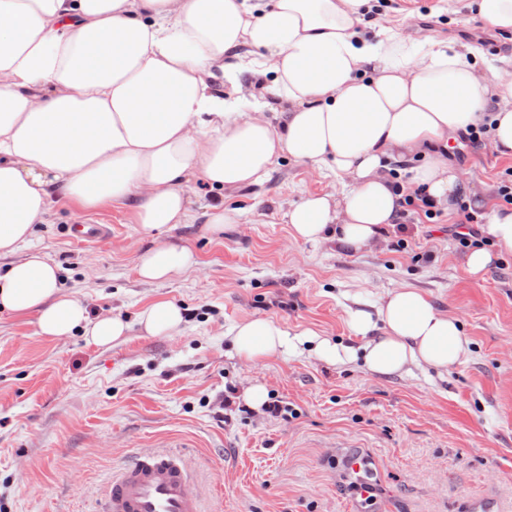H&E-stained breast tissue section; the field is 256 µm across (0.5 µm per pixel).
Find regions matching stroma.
<instances>
[{
    "mask_svg": "<svg viewBox=\"0 0 512 512\" xmlns=\"http://www.w3.org/2000/svg\"><path fill=\"white\" fill-rule=\"evenodd\" d=\"M396 2L379 21L405 34H481L467 9L438 15V0ZM454 166L492 198L512 159L486 146ZM331 184L282 159L262 186L225 192V206L243 219L218 236L203 215L211 194L199 186L195 222L177 225L169 240L200 265L165 283L136 273L152 239L128 208L62 206L36 225L35 247L90 315L133 322L168 300L185 322L174 336L134 328L124 343L99 347L80 335H37L34 316L0 312V512H92L113 469L144 448L187 461L204 512H470L484 496L512 512V255L474 283L448 230L454 209L436 224L401 219L358 251L294 240L288 207ZM87 218L108 225V236L73 240L68 226ZM403 286L458 319L471 341L466 361L443 374L380 376L358 361L287 349L253 364L227 335L267 317L355 348L362 339L349 312ZM255 384L291 415L247 405L242 395ZM347 448L367 457L376 503L356 498L338 471Z\"/></svg>",
    "mask_w": 512,
    "mask_h": 512,
    "instance_id": "stroma-1",
    "label": "stroma"
}]
</instances>
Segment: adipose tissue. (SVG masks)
<instances>
[{
  "label": "adipose tissue",
  "instance_id": "ef3b65f1",
  "mask_svg": "<svg viewBox=\"0 0 512 512\" xmlns=\"http://www.w3.org/2000/svg\"><path fill=\"white\" fill-rule=\"evenodd\" d=\"M379 8L378 0H0V257L11 259L0 309L35 315L48 338L78 330L97 345L120 343L132 325L90 317L62 294L59 267L28 250L35 225L67 203L131 208L153 238L136 272L165 282L199 264L162 237L192 222L197 186L214 190L205 215L222 233L242 218L223 191L261 185L286 156L339 183L285 213L293 239L306 243L333 239L356 251L378 240L400 209L387 175L395 161H410V183L437 207L470 193L496 249H473L461 265L483 281L496 254H512V208L470 190L448 163V138L484 124L495 150L512 158V57L487 69L475 45L420 44L386 25L366 33V15ZM243 72L258 96L236 85L213 92L211 77ZM183 322L175 303L158 301L137 325L175 335ZM349 326L363 338L359 349L310 329L289 333L270 318L230 334L252 363L293 339L334 362L362 360L377 375L444 372L469 352L458 319L408 286L375 312H351Z\"/></svg>",
  "mask_w": 512,
  "mask_h": 512
}]
</instances>
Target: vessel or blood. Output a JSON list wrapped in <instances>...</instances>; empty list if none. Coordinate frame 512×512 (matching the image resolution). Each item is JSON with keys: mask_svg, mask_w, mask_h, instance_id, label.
<instances>
[{"mask_svg": "<svg viewBox=\"0 0 512 512\" xmlns=\"http://www.w3.org/2000/svg\"><path fill=\"white\" fill-rule=\"evenodd\" d=\"M343 474L354 491L369 485V462L362 453L342 459ZM99 512H201L191 489L187 465L180 457L155 451L134 454L113 473Z\"/></svg>", "mask_w": 512, "mask_h": 512, "instance_id": "b4317fda", "label": "vessel or blood"}]
</instances>
